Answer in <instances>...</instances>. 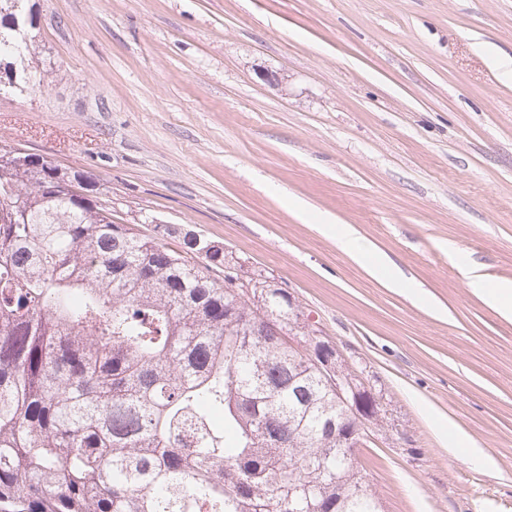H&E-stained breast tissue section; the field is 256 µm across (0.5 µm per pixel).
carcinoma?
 Instances as JSON below:
<instances>
[{
    "label": "carcinoma",
    "instance_id": "1",
    "mask_svg": "<svg viewBox=\"0 0 512 512\" xmlns=\"http://www.w3.org/2000/svg\"><path fill=\"white\" fill-rule=\"evenodd\" d=\"M21 43L0 13V63ZM55 170L0 155V512H381L288 297L225 289L262 276L115 223L76 174L45 191Z\"/></svg>",
    "mask_w": 512,
    "mask_h": 512
}]
</instances>
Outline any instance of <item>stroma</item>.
<instances>
[{
	"instance_id": "35a3bbf8",
	"label": "stroma",
	"mask_w": 512,
	"mask_h": 512,
	"mask_svg": "<svg viewBox=\"0 0 512 512\" xmlns=\"http://www.w3.org/2000/svg\"><path fill=\"white\" fill-rule=\"evenodd\" d=\"M30 3L45 79L0 95V144L285 288L380 398L383 512H512V319L460 265L512 281V0Z\"/></svg>"
}]
</instances>
